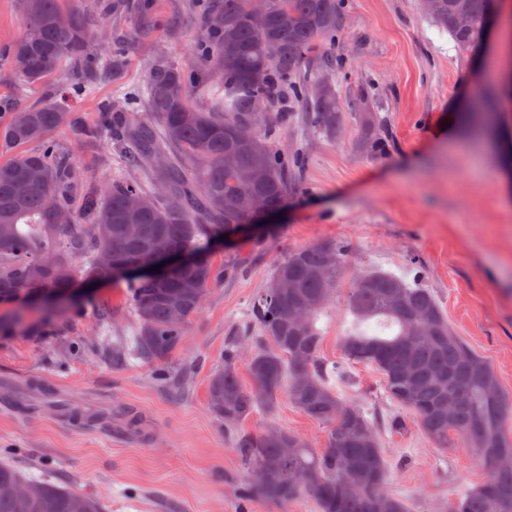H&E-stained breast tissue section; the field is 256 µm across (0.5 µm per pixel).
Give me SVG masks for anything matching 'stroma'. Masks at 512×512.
<instances>
[{
	"label": "stroma",
	"instance_id": "1",
	"mask_svg": "<svg viewBox=\"0 0 512 512\" xmlns=\"http://www.w3.org/2000/svg\"><path fill=\"white\" fill-rule=\"evenodd\" d=\"M88 5L90 32L116 22L120 72L93 84L49 81L25 87L7 65L21 35L19 0H0V125L13 109L53 97L71 114L50 139L69 158L83 188L126 172L111 146L105 107L141 88L155 61L186 63L204 32V0H155L150 17L116 16L115 0ZM345 25L321 53L339 56L331 76L344 106L338 134L310 127L296 108L268 110L272 143L304 162L274 233L215 244L222 270L181 346L166 362L113 360V341L132 336L134 313L124 281L105 279L60 305L55 319L27 313L0 335V448L23 472L94 496L103 512H318L300 498L285 506L242 504L243 467L233 431L210 410L208 381L250 306L289 252L342 242L349 267L316 325L326 367L345 365L329 383L372 423L388 463L387 491L408 512H448L449 503L489 476L464 446L438 448L414 416L385 393L372 366L346 363L341 336L355 274L405 276L435 295L453 332L482 356L512 393V182L500 167L503 130L458 122L488 108L505 65L484 46L459 52L420 0H343ZM176 20L175 35L165 23ZM375 112L383 145L363 150L362 107ZM111 310L110 339L100 335ZM243 430L276 427L324 447L329 433L280 396L256 410Z\"/></svg>",
	"mask_w": 512,
	"mask_h": 512
}]
</instances>
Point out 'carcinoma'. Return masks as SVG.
Masks as SVG:
<instances>
[{
  "label": "carcinoma",
  "mask_w": 512,
  "mask_h": 512,
  "mask_svg": "<svg viewBox=\"0 0 512 512\" xmlns=\"http://www.w3.org/2000/svg\"><path fill=\"white\" fill-rule=\"evenodd\" d=\"M67 0H20L23 32L8 51L11 70L30 88L50 79L68 82L99 65L111 40L108 28L92 42L85 10ZM501 0H434L427 15L461 53L486 41ZM464 12L468 24L455 17ZM342 0H267L255 19L245 0H211L202 43L188 64L154 65L139 92L150 119L130 122L135 98L113 106V143L126 163L146 170L151 186L113 178L100 192L81 195L75 170L45 148L0 161V304L32 311L46 293L66 295L79 280L124 274L131 261H147L161 247L196 256L164 279L135 277L127 288L137 320L130 341L114 346L124 358L161 361L181 345L186 326L199 312V296L220 277L211 260L213 242L233 235L253 212V199L266 210L283 209L296 184L304 155L278 153L270 130L239 133L260 109L290 98L311 125L334 134L343 106L326 73L343 69L339 57L313 65L319 43L344 26ZM207 86L217 96L208 108L194 103ZM70 113L45 97L11 113L0 126V145L42 142L69 123ZM42 180L33 182L28 169ZM77 251V267L70 254ZM349 257L343 244L304 247L280 261L251 306V320L273 349L254 351L247 361L249 385L238 376L239 351H224V363L209 379L211 411L238 424L255 409H271L281 393L307 416L330 426L325 447L280 430L240 432L235 450L244 469L243 503L261 498L286 505L301 497L319 512H408L389 494L388 465L377 434L363 413L344 401L325 379L315 315L332 298ZM291 288H280L282 280ZM302 309L303 320L292 322ZM351 328L341 338L347 361L374 366L388 396L409 410L438 448L454 441L475 450L482 464L512 457V438L503 431L512 414V395L490 365L451 330L429 289L380 270L356 276L349 296ZM383 317L398 326L392 337L371 335L361 326ZM453 405V414L444 407ZM291 452L283 453L284 448ZM263 466L269 479L251 483ZM300 473L303 480L289 477ZM20 487V494L7 489ZM0 512H101L99 501L28 476L0 463ZM448 512H512V466L494 467L480 487L452 501Z\"/></svg>",
  "instance_id": "obj_1"
}]
</instances>
